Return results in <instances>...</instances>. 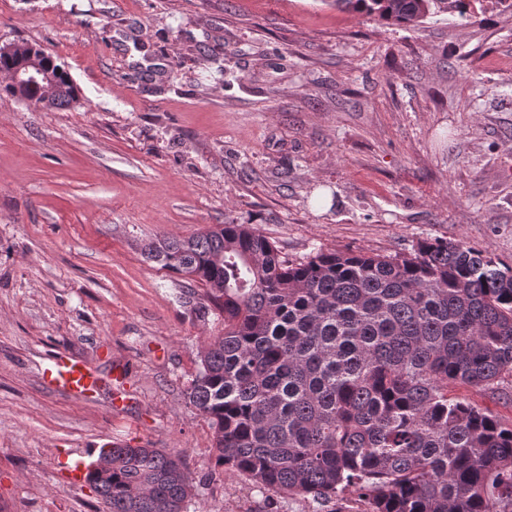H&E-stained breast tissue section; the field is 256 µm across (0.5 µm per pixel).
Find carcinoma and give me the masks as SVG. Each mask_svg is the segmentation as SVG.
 Segmentation results:
<instances>
[{"label":"carcinoma","instance_id":"cac0c4a2","mask_svg":"<svg viewBox=\"0 0 512 512\" xmlns=\"http://www.w3.org/2000/svg\"><path fill=\"white\" fill-rule=\"evenodd\" d=\"M388 25L483 0H332ZM55 80L5 91L47 110L78 91ZM178 274L197 317H224L185 396L209 420L214 464L197 478L179 455L115 445L86 483L106 512H187L216 469L261 494L320 503L357 494L363 512H512V425L448 395L512 378V266L461 243L423 240L408 256L324 252L293 263L248 224H216L144 245ZM205 288L197 301L195 286Z\"/></svg>","mask_w":512,"mask_h":512}]
</instances>
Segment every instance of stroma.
<instances>
[{
  "label": "stroma",
  "instance_id": "stroma-1",
  "mask_svg": "<svg viewBox=\"0 0 512 512\" xmlns=\"http://www.w3.org/2000/svg\"><path fill=\"white\" fill-rule=\"evenodd\" d=\"M15 40L64 62L81 105L0 92V512H103L72 466L107 443L213 460L184 390L223 321L195 317L149 241L234 222L292 262L444 239L512 264L499 8L399 27L328 0H0ZM60 350L108 386L49 389ZM343 508L223 474L188 512Z\"/></svg>",
  "mask_w": 512,
  "mask_h": 512
}]
</instances>
